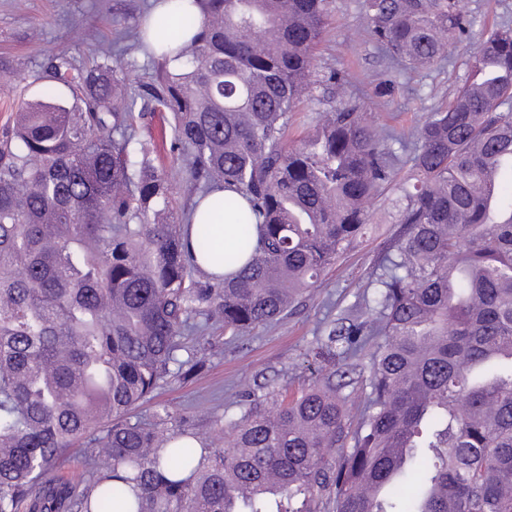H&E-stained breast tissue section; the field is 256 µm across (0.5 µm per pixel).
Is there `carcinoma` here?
I'll return each mask as SVG.
<instances>
[{
	"instance_id": "1",
	"label": "carcinoma",
	"mask_w": 512,
	"mask_h": 512,
	"mask_svg": "<svg viewBox=\"0 0 512 512\" xmlns=\"http://www.w3.org/2000/svg\"><path fill=\"white\" fill-rule=\"evenodd\" d=\"M141 33L161 49L129 89L140 41L125 34L88 67L52 57L68 99L25 100L0 134V512H512V27L481 38L472 76L407 141L347 101L286 138L318 82L332 0H190ZM364 24L399 73L430 68L473 35L462 0H363ZM163 109L192 194L229 189L239 219L233 274L209 275L211 224L176 205L138 136ZM406 204L372 296L324 346L367 344L363 414L340 458L344 401L324 366L296 396L262 386L214 420H131L161 383L201 366L190 333L228 342L279 320L368 230L391 182ZM199 447H193V443ZM91 449L84 485L59 482ZM382 492L366 487L393 468ZM136 64L126 73V82L130 86L136 88L142 82L149 80L153 72V59L152 56L138 53L135 56Z\"/></svg>"
}]
</instances>
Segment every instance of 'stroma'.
<instances>
[{
    "instance_id": "obj_1",
    "label": "stroma",
    "mask_w": 512,
    "mask_h": 512,
    "mask_svg": "<svg viewBox=\"0 0 512 512\" xmlns=\"http://www.w3.org/2000/svg\"><path fill=\"white\" fill-rule=\"evenodd\" d=\"M148 6L149 0H0V59L14 66L10 76L0 78V129L12 125L20 98L44 86L49 57L63 53L76 64L88 62L98 46L112 42L116 32L137 31ZM463 8L480 33L512 22V0H463ZM448 53L445 61L430 69L393 73L364 28L361 0H334L333 19L316 49V59L320 70L339 71L345 79L315 88L313 100L301 104L289 138L313 128L323 118L325 106L352 97L363 100L366 121L375 130L414 131L427 113L447 106L469 73L470 45L450 46ZM387 80L393 81L394 92L377 95L376 86ZM140 136L150 140L156 163L168 171L179 202H186L190 192L185 171L171 160V114L156 113L151 128ZM404 205L396 187L379 192L369 206L368 233L324 272L309 296L279 321L255 328L236 343H225L218 331L207 336L211 355L205 365L186 377L169 379L152 402L135 409V416L152 420L157 406L166 405L187 415L207 440L212 436L211 420L232 406L240 393L260 383H287L294 389L307 383V365L320 339L370 291L380 254L398 230ZM331 368L345 398L346 428L354 430L369 392L368 361L362 358L348 366L337 360Z\"/></svg>"
}]
</instances>
